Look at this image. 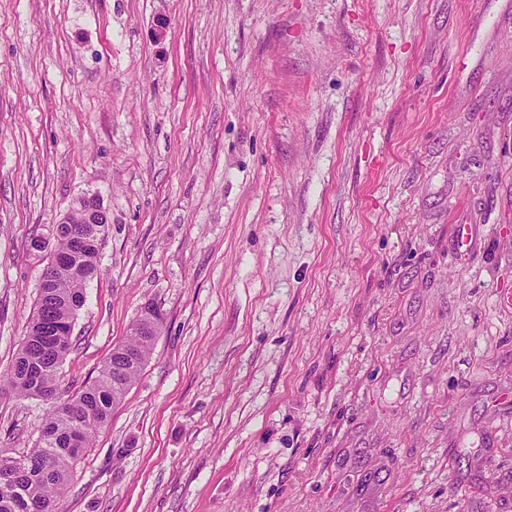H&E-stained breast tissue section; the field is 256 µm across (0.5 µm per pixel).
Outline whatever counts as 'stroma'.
Returning a JSON list of instances; mask_svg holds the SVG:
<instances>
[{
	"label": "stroma",
	"instance_id": "obj_1",
	"mask_svg": "<svg viewBox=\"0 0 512 512\" xmlns=\"http://www.w3.org/2000/svg\"><path fill=\"white\" fill-rule=\"evenodd\" d=\"M87 193L64 396L165 323L59 512H512V0H0V374Z\"/></svg>",
	"mask_w": 512,
	"mask_h": 512
}]
</instances>
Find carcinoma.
Wrapping results in <instances>:
<instances>
[{
	"label": "carcinoma",
	"instance_id": "1",
	"mask_svg": "<svg viewBox=\"0 0 512 512\" xmlns=\"http://www.w3.org/2000/svg\"><path fill=\"white\" fill-rule=\"evenodd\" d=\"M72 221L82 229V239L67 232L55 238L53 247L67 257L68 264L54 275L45 296L36 299L24 341L6 377L0 379L1 396L39 397L59 389V370L71 344L61 345L45 335L42 321L50 319L62 329L73 326L84 304L86 283L98 272L103 238L95 225L86 223L84 212L72 214ZM139 320L146 330L131 329L128 341L112 350L90 386L49 406L36 448L30 452L32 463L19 472L25 498L12 499L0 492V512H58L74 465L135 382L161 333L162 314L153 304L144 307Z\"/></svg>",
	"mask_w": 512,
	"mask_h": 512
}]
</instances>
